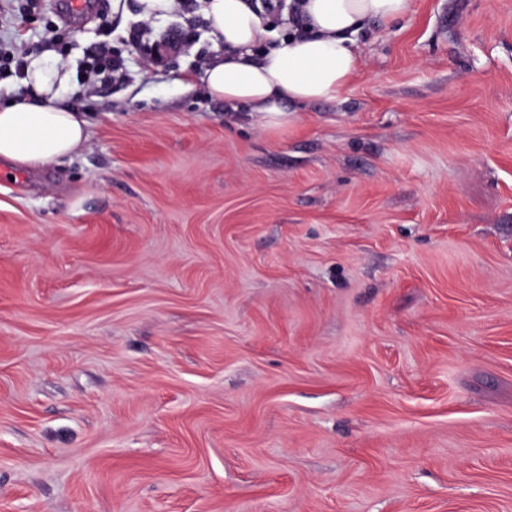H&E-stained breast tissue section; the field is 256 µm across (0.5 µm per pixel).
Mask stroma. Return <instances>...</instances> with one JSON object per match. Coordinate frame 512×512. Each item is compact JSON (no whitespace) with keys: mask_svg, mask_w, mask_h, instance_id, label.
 Listing matches in <instances>:
<instances>
[{"mask_svg":"<svg viewBox=\"0 0 512 512\" xmlns=\"http://www.w3.org/2000/svg\"><path fill=\"white\" fill-rule=\"evenodd\" d=\"M39 5L0 48L89 140L0 173V512H512V0H413L280 126L188 84L199 0ZM139 16L144 20L161 18L171 12L175 0H137ZM91 74L104 80H115L123 76V61L112 54V46L106 42H100L95 47L90 57Z\"/></svg>","mask_w":512,"mask_h":512,"instance_id":"obj_1","label":"stroma"}]
</instances>
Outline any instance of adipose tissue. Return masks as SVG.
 <instances>
[{"label":"adipose tissue","instance_id":"adipose-tissue-1","mask_svg":"<svg viewBox=\"0 0 512 512\" xmlns=\"http://www.w3.org/2000/svg\"><path fill=\"white\" fill-rule=\"evenodd\" d=\"M411 8L412 0H298L303 31L272 47L266 13L250 0H203L210 33L224 53L194 79L212 98L252 106L277 125L295 105L333 100L348 89L363 64L365 25H394ZM25 74L30 96L0 106V160L37 168L81 148L87 122L59 97L65 77L58 67L32 57Z\"/></svg>","mask_w":512,"mask_h":512}]
</instances>
